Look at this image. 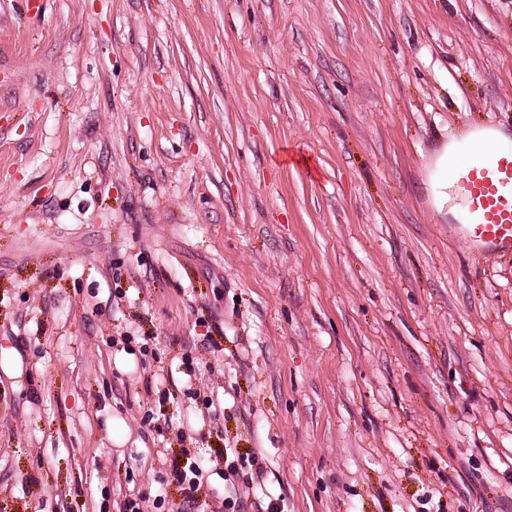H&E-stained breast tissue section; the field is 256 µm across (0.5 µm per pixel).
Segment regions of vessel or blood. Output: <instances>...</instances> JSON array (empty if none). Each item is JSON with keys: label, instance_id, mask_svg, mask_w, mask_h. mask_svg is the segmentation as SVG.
Returning a JSON list of instances; mask_svg holds the SVG:
<instances>
[{"label": "vessel or blood", "instance_id": "obj_1", "mask_svg": "<svg viewBox=\"0 0 512 512\" xmlns=\"http://www.w3.org/2000/svg\"><path fill=\"white\" fill-rule=\"evenodd\" d=\"M456 188L467 208L459 234L478 249L512 254V149L468 166Z\"/></svg>", "mask_w": 512, "mask_h": 512}]
</instances>
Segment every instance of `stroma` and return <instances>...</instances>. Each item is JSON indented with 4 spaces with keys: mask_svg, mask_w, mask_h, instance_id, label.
<instances>
[{
    "mask_svg": "<svg viewBox=\"0 0 512 512\" xmlns=\"http://www.w3.org/2000/svg\"><path fill=\"white\" fill-rule=\"evenodd\" d=\"M485 125L512 0H0V512H512ZM508 144L509 135L501 128L476 129L465 140L463 151L459 144L444 142L424 174L437 217H448V221L463 218L462 205L448 209V190L458 196L456 185L467 208V224H456L459 234L478 249L503 255L512 254V149L495 151ZM485 157L457 178L470 160ZM189 459H187L186 465L182 468L179 467V465L176 463V461H173L171 465L173 466V474L176 476V480L178 483H185L188 478V472L186 468H188V471L194 476L190 477L188 479V488H185V490H188L187 493L184 495V500L182 503H180L177 506L178 512H205L206 510H201L203 505H207L209 507V504L204 501V503L197 502L198 495L195 494V492H198L200 489V483H196L194 480L196 477H198V469L199 466L196 462H188Z\"/></svg>",
    "mask_w": 512,
    "mask_h": 512,
    "instance_id": "35a3bbf8",
    "label": "stroma"
}]
</instances>
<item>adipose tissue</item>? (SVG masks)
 <instances>
[{"label": "adipose tissue", "mask_w": 512, "mask_h": 512, "mask_svg": "<svg viewBox=\"0 0 512 512\" xmlns=\"http://www.w3.org/2000/svg\"><path fill=\"white\" fill-rule=\"evenodd\" d=\"M512 141V136L498 127H484L474 130L464 145L444 144L434 153L424 178L429 191L433 210L439 219H459L464 214L460 205H451L450 191L456 185L461 169L470 160L490 156L499 147Z\"/></svg>", "instance_id": "1"}]
</instances>
